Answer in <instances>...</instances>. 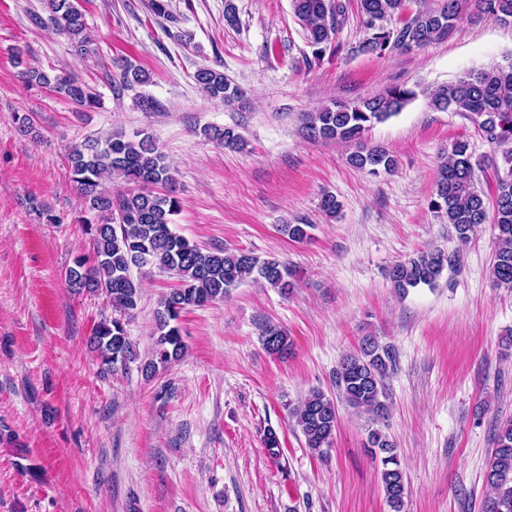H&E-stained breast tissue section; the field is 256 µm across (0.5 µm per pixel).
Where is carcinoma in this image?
<instances>
[{"label": "carcinoma", "instance_id": "carcinoma-1", "mask_svg": "<svg viewBox=\"0 0 512 512\" xmlns=\"http://www.w3.org/2000/svg\"><path fill=\"white\" fill-rule=\"evenodd\" d=\"M406 0H357L362 16L364 37L358 49L365 53L408 52L448 35L459 18L463 0H442L438 8L403 16ZM477 16L496 22H512V0H471ZM295 16L306 31L313 60H323L326 52L337 54L341 45L337 33L346 20L348 0H292ZM47 17H35L42 27H51L66 36L75 52L86 56L92 38L87 33L84 13L78 0H46ZM19 77L27 86L47 88L86 108L101 105L99 95L82 79L53 74L27 65ZM112 77L114 93L148 81L147 74L126 62ZM196 83L212 99L223 103L239 98L242 90L224 76V72L203 67L194 75ZM416 96L401 85L384 93L358 101H335L304 118L309 138L354 145L347 163L372 175L391 172L395 157L385 148L368 146L362 141L365 131L398 114ZM431 105L439 110L459 112L472 121L482 136L496 146H508L503 152L505 168L498 177L493 214L473 181V163L469 143L455 141L440 156L431 207L451 224L462 241L492 219L496 247L491 265L493 285L512 290V59L505 63L470 70L451 85L430 95ZM208 138L231 149L243 146L242 137L231 128L212 127ZM139 139L113 133L103 139L89 138L68 153L70 182L84 211V233L92 249L74 258L66 272L73 292L102 296L112 315L101 319L88 336L87 343L99 361L100 371L114 374L138 359L128 335L129 319L137 309L141 288L133 269L153 267L173 272L179 286L164 294L154 313L157 337L142 371L156 373L177 361L184 353L178 320L185 310L203 307L221 300L230 289L251 278L286 295L294 287L289 264L275 257L262 259L250 252L207 251L196 242L172 231L171 216L181 205L175 191L171 168L150 136L137 133ZM116 179L123 187L112 191L106 179ZM309 224H283L280 231L295 242L308 238ZM458 256L440 249H429L405 261L393 264L387 277L394 288L405 291L421 284L432 285L443 271L454 266ZM265 349L284 355L291 347L287 332L278 325L262 327ZM392 361L388 349L375 338L364 337L356 352L343 357L336 370L339 395L353 409L374 419L388 413L386 378ZM289 414L305 438L307 447L324 457L332 444L337 425L333 398L321 390H312ZM264 446L276 459L280 455L278 433L269 427L263 433ZM368 447L374 460L387 502L393 512H402L406 494L405 477L396 445L388 436L372 430ZM487 495L484 512H512V419L500 423L494 438L485 473Z\"/></svg>", "mask_w": 512, "mask_h": 512}]
</instances>
